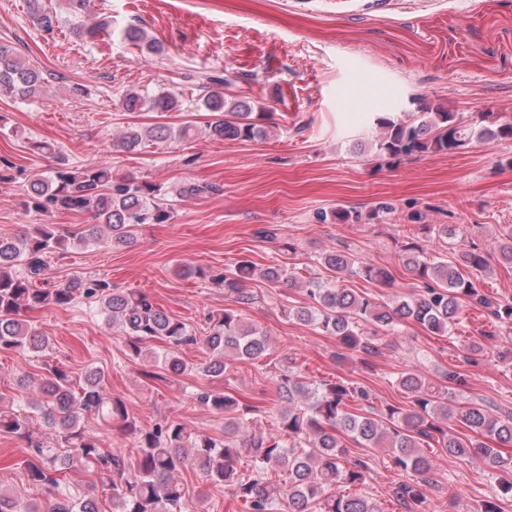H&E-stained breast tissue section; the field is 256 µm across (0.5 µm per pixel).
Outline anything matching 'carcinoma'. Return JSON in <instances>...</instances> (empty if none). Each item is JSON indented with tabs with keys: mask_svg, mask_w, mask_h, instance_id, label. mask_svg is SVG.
<instances>
[{
	"mask_svg": "<svg viewBox=\"0 0 512 512\" xmlns=\"http://www.w3.org/2000/svg\"><path fill=\"white\" fill-rule=\"evenodd\" d=\"M28 7L40 29L51 32L59 25L57 10L44 0H28ZM109 28L106 20L89 24L77 17L72 22L73 33L89 40L109 34ZM123 38L143 53L159 51L157 42L136 25L127 26ZM45 82L47 78L38 67L14 48L0 45V96L34 99ZM195 85L200 91L197 110L212 116L203 129L207 137L248 141L265 133L260 120L267 107L233 92V81L224 74H201ZM120 104L126 112H180L184 107L180 96L165 89L152 93L128 89L121 95ZM377 125L376 157L390 161L424 153H449L475 137L485 141L512 137L511 120L495 128L487 126L476 135L468 131L463 118L443 104L423 106L396 120L379 117ZM190 137L192 128L188 125L131 126L119 135L117 147L137 153L148 142ZM24 192V205L29 211L45 216L63 211L87 213L94 223L80 236L64 235L56 224H37L20 238L0 236V350L20 354L41 351L44 342L24 319V312L48 306L68 307L83 297L100 305L108 327L128 337L129 357L147 355L175 375L187 369L178 355L183 345L201 342L211 351L212 359L200 370L214 378L224 375L235 362L267 356V332L246 322L236 309L228 308L210 317L207 336L199 341L184 322L157 308L147 294L118 290L104 279L75 278L54 288L35 285L46 266L47 254L71 238L80 244L106 238L117 247L131 243L146 224L169 223L172 207L159 186L133 175L116 178L107 166H72L59 160L45 173L32 177ZM317 263L336 274V279L299 278L275 267L264 269L261 276L303 290L308 303L290 306L288 314L336 337L338 345L350 353L370 356L377 352L375 338L364 334L366 324L392 333L414 322L433 335L443 336L461 320L467 307L482 308L494 325L512 323V303L492 299L474 285L477 274L490 266L488 254L475 245L461 247L455 261L450 262L413 241L406 244L401 254L402 268L424 284V291L385 304L338 282L358 276L389 288V270L340 250L320 256ZM193 274L208 277L201 268L194 269ZM255 274L256 265L244 258L208 278L224 285L236 302L245 304L252 300L245 283ZM154 340L163 341L167 348L161 353L154 351L150 348ZM104 378V372L96 369L78 384L63 368H52L40 387L41 400L32 405L54 432L55 445L51 447L34 437L27 415L0 404V432L17 434L33 448L27 463L33 484L50 481V471L57 468L77 470L96 462L103 470V482L112 491V512H174L185 508L184 488L176 474L190 467L230 487L246 512H271L274 489L269 484L270 476L283 469L288 471V512H380L362 491L369 464L361 459L347 462L343 439L350 438L365 448L390 451L393 466L406 476L397 485L395 496L407 504L421 501L422 487L430 483L434 463L423 443L434 438L445 454L480 460L492 470L502 494L512 495V456L506 458L492 447L494 443L512 444V413L493 417L476 403L455 408L449 403V392L428 385L412 371L402 372L397 378L409 406L388 404L379 412L352 407L353 402L366 400L368 395L341 378L312 387L292 371L283 374L277 394L287 408L279 414L277 434L255 435L247 444L252 457L247 476L237 470L240 448L229 439L244 428L245 419L238 400L218 391L202 392L197 399L230 416L224 424V441L194 434L176 420H164L139 430V464L134 473H128L124 461L102 454L96 438L81 425L88 414L105 423L129 419L125 404L103 393ZM444 420L459 422L471 435L462 438L448 433L442 427ZM350 487L354 492L348 491ZM0 512L41 510L0 490ZM50 512H99V508L92 499L63 498Z\"/></svg>",
	"mask_w": 512,
	"mask_h": 512,
	"instance_id": "cac0c4a2",
	"label": "carcinoma"
}]
</instances>
